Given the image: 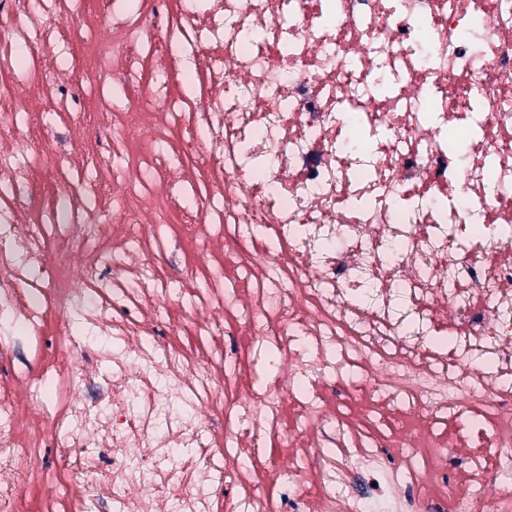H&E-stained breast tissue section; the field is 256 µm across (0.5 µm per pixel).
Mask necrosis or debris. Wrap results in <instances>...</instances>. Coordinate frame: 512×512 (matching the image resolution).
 I'll use <instances>...</instances> for the list:
<instances>
[{
	"mask_svg": "<svg viewBox=\"0 0 512 512\" xmlns=\"http://www.w3.org/2000/svg\"><path fill=\"white\" fill-rule=\"evenodd\" d=\"M160 3L0 0V512H512V0Z\"/></svg>",
	"mask_w": 512,
	"mask_h": 512,
	"instance_id": "1",
	"label": "necrosis or debris"
}]
</instances>
